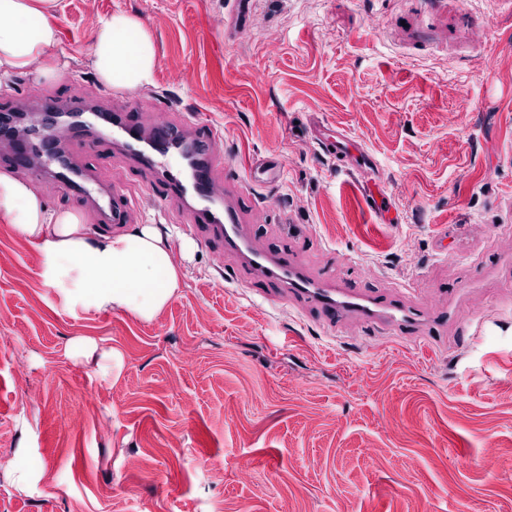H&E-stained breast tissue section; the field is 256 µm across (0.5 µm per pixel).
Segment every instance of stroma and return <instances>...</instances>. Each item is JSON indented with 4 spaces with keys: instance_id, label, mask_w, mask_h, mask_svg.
I'll return each instance as SVG.
<instances>
[{
    "instance_id": "stroma-1",
    "label": "stroma",
    "mask_w": 512,
    "mask_h": 512,
    "mask_svg": "<svg viewBox=\"0 0 512 512\" xmlns=\"http://www.w3.org/2000/svg\"><path fill=\"white\" fill-rule=\"evenodd\" d=\"M64 72L15 75L0 113L37 93L103 84L86 52L99 18L139 19L151 85L112 99L144 123L185 110L220 134L235 184L255 187L257 248L295 238L315 276L462 304L429 336L361 322L319 324L304 300H265L262 273L202 243L121 162L95 157L156 224L197 249L180 295L151 322L129 311L67 313L39 272L37 242L0 221V512H512V0H60ZM341 128L373 153L369 187L314 142ZM278 164L253 186L256 158ZM53 208L100 212L68 184L36 178ZM100 339L122 355L73 357Z\"/></svg>"
}]
</instances>
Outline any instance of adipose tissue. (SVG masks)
I'll return each mask as SVG.
<instances>
[{
    "label": "adipose tissue",
    "instance_id": "obj_1",
    "mask_svg": "<svg viewBox=\"0 0 512 512\" xmlns=\"http://www.w3.org/2000/svg\"><path fill=\"white\" fill-rule=\"evenodd\" d=\"M58 9L59 0H0V87L32 69L58 75ZM88 58L99 79L118 89L150 84L156 64L146 28L124 14L98 20ZM0 218L40 242V277L72 314L126 310L152 321L179 296L182 262L195 250L152 224L115 235L92 230L85 213L49 208L34 183L9 172H0Z\"/></svg>",
    "mask_w": 512,
    "mask_h": 512
}]
</instances>
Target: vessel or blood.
I'll return each instance as SVG.
<instances>
[{
    "label": "vessel or blood",
    "instance_id": "obj_1",
    "mask_svg": "<svg viewBox=\"0 0 512 512\" xmlns=\"http://www.w3.org/2000/svg\"><path fill=\"white\" fill-rule=\"evenodd\" d=\"M83 106L78 96L67 99L42 98L40 110L43 123L35 140L17 138L8 156V163L17 172L31 173L32 150H39L55 178L73 181L75 188L101 210L105 224H121L126 220L128 201L102 189L86 173L64 169L59 154L77 150L80 155L107 158L111 146H118L132 167L150 172L158 184L153 191L158 201L186 204L190 223L205 225L208 238L220 242L226 252L238 255L245 263H265L268 280L281 292L310 300L319 321L336 328L356 319L381 329L408 331L417 328L430 316L425 306L411 299H392L359 292L324 279L310 276L297 262L291 248L274 253H255L249 248L245 223L249 203L246 198L225 200L223 209H216L217 163L215 145L219 138L206 123H193L185 129L166 121L144 126L141 117L131 109H112L110 119L101 129L89 131L81 120L61 126L55 121L59 112H79ZM314 135L329 155L342 158L360 175L375 171L372 155L353 148L342 131L325 132L315 128ZM437 321L454 320L453 312L434 316Z\"/></svg>",
    "mask_w": 512,
    "mask_h": 512
}]
</instances>
